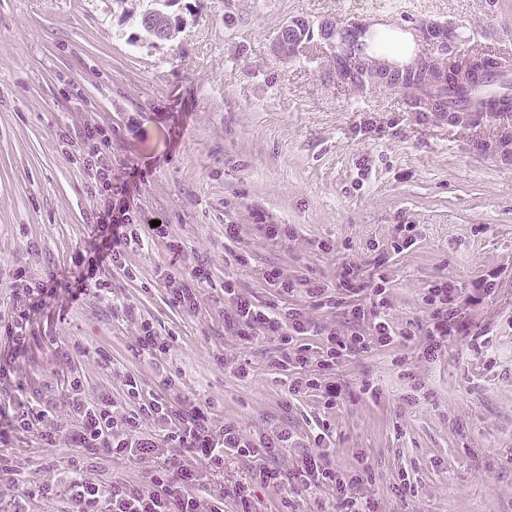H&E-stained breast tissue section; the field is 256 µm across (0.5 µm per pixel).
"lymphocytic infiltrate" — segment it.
<instances>
[{"instance_id": "f902f5d3", "label": "lymphocytic infiltrate", "mask_w": 512, "mask_h": 512, "mask_svg": "<svg viewBox=\"0 0 512 512\" xmlns=\"http://www.w3.org/2000/svg\"><path fill=\"white\" fill-rule=\"evenodd\" d=\"M64 136L78 146L86 175L95 194L103 200L91 217L95 237L90 243L87 268L75 276L74 286L68 294L74 299L82 295L87 286H94L104 304L126 317H133L131 306L114 298L103 275L112 269L131 275L126 260L128 249L150 240L167 238L168 227L138 223L124 206L113 209L112 160L106 153L112 140L111 130L89 123L65 131ZM264 278L286 295L304 291L310 306L316 308L331 306L336 301L335 293L318 282L291 279L274 268L267 270ZM498 279L499 273L493 269L482 275L469 290L460 288L448 278L429 288L425 297L429 316L424 348L426 358L437 359L449 339L462 331L463 310L478 302L481 295L492 292ZM386 284L385 277H378L372 288L371 309L357 305L350 310L354 320L372 318L371 331L366 335L338 334L310 319L301 308L256 305L230 278L224 281V303L235 317L239 335L258 332L279 340V366L306 367L310 358L309 346L304 339L320 336L324 339L322 364L327 367L344 354L364 353L377 346L412 340L413 331L396 328L388 317ZM15 288L21 303L7 323L0 324V336L5 339L0 345V380L15 383L14 395L0 406V438L10 432L39 428L48 414L44 406L28 397L25 385L19 379V368L35 334L37 315L58 291L50 282L31 281L21 268L15 271ZM124 385L130 411L124 421L119 422L115 419L111 396L102 395L87 401L81 379L69 380L64 398L75 417L71 439L80 450L79 458L70 460L61 472L54 466H47L43 477L27 482L9 456L0 451V481L21 486V500L28 506L55 495L64 497L66 512H224V501L228 498L248 506L251 488L238 484L226 495L207 494L208 473L221 468L225 456L239 455L253 460L254 482L280 493L281 504L286 510L292 505L291 494L328 486L336 492L338 512H376L374 500L351 493L353 486L363 482L360 472L337 470L325 455L306 456L294 471L288 473L268 467L266 459L286 441L285 433L275 434L256 446L243 439L234 422L214 425L209 403L184 393L177 401H170L167 393L174 386L172 379H162L159 390L154 392L145 389L140 379L132 375L126 376ZM146 420L167 426V433L160 437L141 432V424ZM121 453L143 463L144 483L102 481L98 470L100 461Z\"/></svg>"}]
</instances>
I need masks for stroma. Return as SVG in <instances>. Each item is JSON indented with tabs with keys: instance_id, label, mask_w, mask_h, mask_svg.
I'll return each instance as SVG.
<instances>
[{
	"instance_id": "stroma-1",
	"label": "stroma",
	"mask_w": 512,
	"mask_h": 512,
	"mask_svg": "<svg viewBox=\"0 0 512 512\" xmlns=\"http://www.w3.org/2000/svg\"><path fill=\"white\" fill-rule=\"evenodd\" d=\"M130 5L0 0V319L16 308V268L51 279L91 240L97 200L59 134L93 122L112 131L113 185L137 182L130 211L169 227L167 239L129 253L135 278L115 270L107 280L170 349L137 358L135 325L114 317L98 293L59 296L38 315L20 370L49 415L42 430L11 434L5 451L35 477L44 460L73 455L74 422L59 396L72 377L86 399L108 393L121 403L123 374L153 387L167 375L211 403L213 424L235 421L251 442L289 432L288 446L268 459L281 471L317 452L344 472L368 463L360 492L379 512H512V164L475 148L503 126L422 122L401 92L337 84L316 39L288 62L274 51L294 19L356 20L408 35L439 21L463 26L470 52L512 58V0H177L182 31L156 46L141 42ZM228 223L238 225L237 240H225ZM262 223L289 233L267 239ZM401 224L417 227L404 251L394 248ZM201 262L210 281L188 314L163 282ZM347 264L359 266L362 290L342 292L315 318L346 335L368 333L370 321L352 322L348 311L368 304L382 270L389 318L414 330L413 340L325 369L322 341L311 336L312 363L285 371L274 364L276 339L238 335L225 277L260 303L303 307V294L278 295L265 272L334 284ZM492 268L500 271L495 292L463 314L468 335L427 360L428 289L444 278L469 288ZM486 328L490 353L475 339ZM56 341L70 362L56 357ZM307 374L338 388L335 406L318 390L289 392ZM368 384L377 399L364 394ZM45 430L55 432L54 445L42 441Z\"/></svg>"
}]
</instances>
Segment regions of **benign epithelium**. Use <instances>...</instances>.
Instances as JSON below:
<instances>
[{
	"instance_id": "7a95c632",
	"label": "benign epithelium",
	"mask_w": 512,
	"mask_h": 512,
	"mask_svg": "<svg viewBox=\"0 0 512 512\" xmlns=\"http://www.w3.org/2000/svg\"><path fill=\"white\" fill-rule=\"evenodd\" d=\"M458 26L428 22L415 27L418 49L414 57L400 65L389 59L365 54L374 34L372 25L351 21L340 23L324 19L312 23L296 19L282 27L275 52L282 60L296 56L305 42L317 37L332 50V76L340 83L358 92L382 84L410 87L408 109L429 121L464 125L463 118L452 120L443 102L448 98V65L446 61L457 55L463 44Z\"/></svg>"
}]
</instances>
